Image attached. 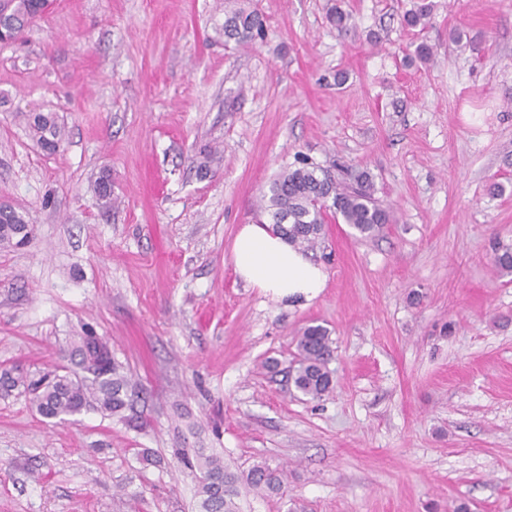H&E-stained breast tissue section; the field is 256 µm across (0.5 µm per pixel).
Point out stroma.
<instances>
[{
    "mask_svg": "<svg viewBox=\"0 0 512 512\" xmlns=\"http://www.w3.org/2000/svg\"><path fill=\"white\" fill-rule=\"evenodd\" d=\"M418 2L53 0L0 47V205L33 230L0 249V365L53 369L90 326L138 395L65 422L0 396V512H198L180 448L286 470L241 512H512V0H430L407 28ZM238 7L263 41L225 44ZM304 160L367 171L396 220L329 221L326 286L290 306L230 245ZM316 324L334 381L312 400L287 368ZM31 127L38 141L45 148L49 146L53 150H56L63 140H65L64 128L58 125L55 117L50 113L36 114L33 117Z\"/></svg>",
    "mask_w": 512,
    "mask_h": 512,
    "instance_id": "1",
    "label": "stroma"
}]
</instances>
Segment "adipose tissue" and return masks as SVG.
<instances>
[{
  "mask_svg": "<svg viewBox=\"0 0 512 512\" xmlns=\"http://www.w3.org/2000/svg\"><path fill=\"white\" fill-rule=\"evenodd\" d=\"M231 261L246 285L277 302L312 301L327 282L322 265L265 222L240 227L232 242Z\"/></svg>",
  "mask_w": 512,
  "mask_h": 512,
  "instance_id": "obj_1",
  "label": "adipose tissue"
}]
</instances>
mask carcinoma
Wrapping results in <instances>:
<instances>
[{"label": "carcinoma", "mask_w": 512, "mask_h": 512, "mask_svg": "<svg viewBox=\"0 0 512 512\" xmlns=\"http://www.w3.org/2000/svg\"><path fill=\"white\" fill-rule=\"evenodd\" d=\"M432 5L422 2L407 13L406 26L415 28L431 12ZM43 12L41 0H0V29L21 32ZM266 20L256 9H237L224 14V42L246 44L261 39ZM32 129L45 147L59 148L65 140L64 128L50 113L33 117ZM269 223L294 246L313 250L321 245L328 217L350 225L360 237L374 238L385 225L393 222L392 211L374 197L370 175L361 172L351 183L340 182L331 171L305 163L274 179L263 207ZM32 231L23 215L6 207L0 210V249L28 244ZM495 265L512 273V248L495 250ZM334 356L329 332L320 325H309L297 340V359L288 374L294 387L311 399L329 392L333 372L329 368ZM67 364L31 378L16 368L0 370V394L14 392L46 419L63 420L95 411L114 416L133 407V391L124 367L114 355L108 338L86 332L66 354ZM182 461L196 472L199 512H238L241 490L261 495L283 492L285 471L265 463L254 465L247 474L237 475L224 466L223 458L206 449H181Z\"/></svg>", "instance_id": "obj_1"}]
</instances>
